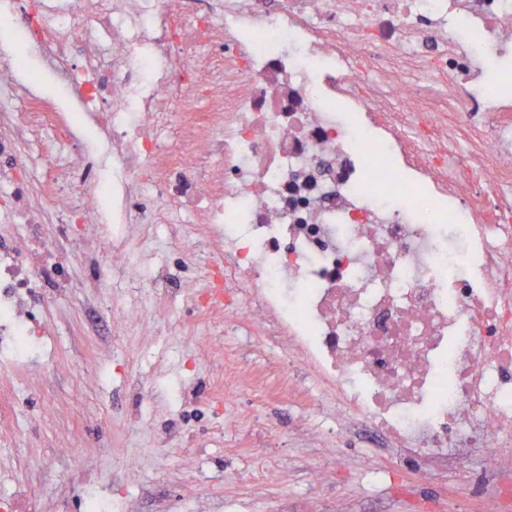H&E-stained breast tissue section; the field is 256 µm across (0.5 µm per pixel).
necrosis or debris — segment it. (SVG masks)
<instances>
[{"mask_svg":"<svg viewBox=\"0 0 512 512\" xmlns=\"http://www.w3.org/2000/svg\"><path fill=\"white\" fill-rule=\"evenodd\" d=\"M20 0L28 41L107 136L112 179L66 116L29 99L0 136V181L23 237L0 246V342L65 279L51 214L106 224L86 249L133 272L125 224L141 189L196 209L213 244L200 315L269 330L423 479L480 463L484 512L512 470V102L473 82L471 35L512 49V0ZM98 33L93 46L78 34ZM207 55H200L201 47ZM322 58L328 70H310ZM182 106L175 138L155 120ZM52 122L78 195L32 204L26 131ZM112 202L100 209L101 195ZM436 222L413 217L424 200ZM103 270L88 285H104ZM244 289L249 299L226 296Z\"/></svg>","mask_w":512,"mask_h":512,"instance_id":"necrosis-or-debris-1","label":"necrosis or debris"}]
</instances>
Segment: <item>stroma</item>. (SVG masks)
<instances>
[{
	"label": "stroma",
	"instance_id": "stroma-1",
	"mask_svg": "<svg viewBox=\"0 0 512 512\" xmlns=\"http://www.w3.org/2000/svg\"><path fill=\"white\" fill-rule=\"evenodd\" d=\"M14 13L13 0H0V56L20 83L67 108L88 147H103L77 98L64 95L60 76L15 27ZM56 140L43 125L22 143L30 198L46 208ZM162 208L159 222L130 244L138 278L112 270L102 288L86 287L85 263L75 257L88 225H45L69 257L70 286L46 292L31 364L43 372L40 383L30 382L21 355L0 352V394L17 400L15 414L0 422L1 496L24 485L34 500L59 499V512H89L98 499L108 512H419L427 504L483 512L479 483L421 482L363 426L341 417L335 397L278 337L193 315L212 247L193 235V213L172 202ZM186 240L189 278L171 264ZM161 308L169 317L158 324ZM125 314L151 335L115 330ZM210 338L219 343L211 353ZM233 365L258 373L260 385L226 382ZM311 430L318 441L308 439ZM75 434L84 443L67 447ZM331 448L348 467L312 484L311 469L328 465Z\"/></svg>",
	"mask_w": 512,
	"mask_h": 512
}]
</instances>
